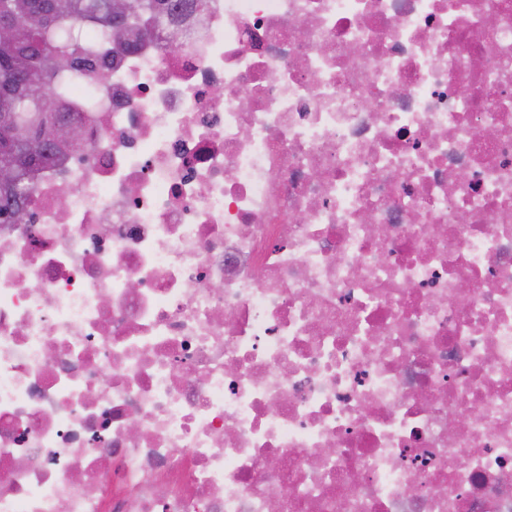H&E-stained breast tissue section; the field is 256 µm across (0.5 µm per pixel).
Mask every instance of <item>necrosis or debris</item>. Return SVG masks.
Segmentation results:
<instances>
[{"mask_svg": "<svg viewBox=\"0 0 512 512\" xmlns=\"http://www.w3.org/2000/svg\"><path fill=\"white\" fill-rule=\"evenodd\" d=\"M81 41L0 224V512H512V0Z\"/></svg>", "mask_w": 512, "mask_h": 512, "instance_id": "necrosis-or-debris-1", "label": "necrosis or debris"}]
</instances>
